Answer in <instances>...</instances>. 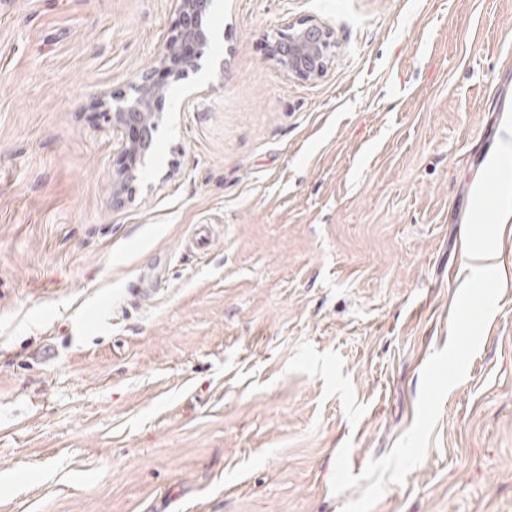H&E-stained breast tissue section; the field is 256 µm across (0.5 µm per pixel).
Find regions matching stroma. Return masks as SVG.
I'll list each match as a JSON object with an SVG mask.
<instances>
[{"label": "stroma", "mask_w": 512, "mask_h": 512, "mask_svg": "<svg viewBox=\"0 0 512 512\" xmlns=\"http://www.w3.org/2000/svg\"><path fill=\"white\" fill-rule=\"evenodd\" d=\"M179 21L0 0V512H512V0H216L115 202ZM270 55L289 76L303 80L322 78L336 55L333 30L316 18L289 22L270 44ZM153 70L143 72L132 85L133 95H112V131L120 134L119 168L112 174V198L119 200L129 183L137 180L146 167L161 120L158 104L168 93V86L154 78ZM501 157L507 165L510 162V176L506 172L502 177L495 201L500 207L497 213L499 222L509 224L512 219V125L504 129ZM509 198L511 203L508 202Z\"/></svg>", "instance_id": "stroma-1"}]
</instances>
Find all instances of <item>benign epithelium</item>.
<instances>
[{
	"label": "benign epithelium",
	"instance_id": "benign-epithelium-1",
	"mask_svg": "<svg viewBox=\"0 0 512 512\" xmlns=\"http://www.w3.org/2000/svg\"><path fill=\"white\" fill-rule=\"evenodd\" d=\"M181 22L166 41L159 58L162 68L181 75L198 67L197 55L183 48L205 45L211 36L206 25L212 0H174ZM270 55L279 68L303 80L323 77L336 55L332 28L316 18L290 22L270 44ZM132 96H112V130L120 134L119 168L112 174V198L119 200L129 183L137 180L139 170L146 167L161 120L158 104L168 93V86L155 80L154 71L143 72L132 85Z\"/></svg>",
	"mask_w": 512,
	"mask_h": 512
}]
</instances>
